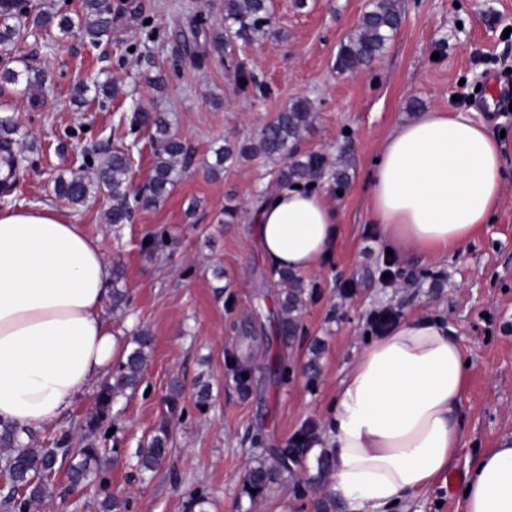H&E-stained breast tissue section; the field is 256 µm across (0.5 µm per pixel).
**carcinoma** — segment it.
<instances>
[{
    "label": "carcinoma",
    "instance_id": "obj_1",
    "mask_svg": "<svg viewBox=\"0 0 512 512\" xmlns=\"http://www.w3.org/2000/svg\"><path fill=\"white\" fill-rule=\"evenodd\" d=\"M116 23L117 17L107 0H81V13L75 18L58 10L37 9L31 0H0V48L7 49L15 44L29 28L47 27L57 28L64 37L75 32L81 40L97 47L111 38ZM400 23L397 0H371L370 9L364 12L356 30L341 44L336 68L342 73L354 74L368 67L384 52ZM271 26L268 0H224V22L213 26L205 16H199L190 28V36L184 38V44L190 55L200 62L217 61L233 68L240 91L247 94L261 89V85L249 71L248 62L236 53V48L268 37ZM0 84L17 87L35 109L44 104L49 91L46 73L25 62L17 67H1ZM89 94L100 107H108L112 99L111 81L77 80L72 89V100L83 104ZM315 118L307 99L293 100L262 129L256 141L239 146L226 141L217 146L213 151L214 162L205 164V169L216 176L226 164L234 165L242 159L262 155L281 161L275 171V182L281 189L318 185L327 177L332 178L336 186L343 187L348 181L346 171L329 168L327 159L321 154L303 155L298 151L303 133L311 128ZM120 121L127 125L128 135L145 127L150 129L153 168L148 183L133 187L129 178V154L121 149L110 151L95 143L85 147L83 152V157L91 158L84 162V166L92 170V175L73 172L67 177L61 173L54 179L56 196L72 205H82L91 197L105 194L112 201L109 219L113 224H125L136 210L163 202L194 164L191 151L174 133L168 113L158 109L144 110L135 103ZM15 134L13 119L0 117V160L7 167L6 178L0 181V187L6 193L13 188L14 172L24 161V156L15 149ZM277 275L278 283L283 287L280 331L291 338L298 331L299 319L311 292L295 273L283 269L277 271ZM131 344L132 348L124 349L112 366L111 376L99 387L95 409L85 420L88 436L83 445L67 448L68 437L62 435L54 441L55 447L42 448L23 442L14 427L0 428V449L7 451L3 458L9 484L5 506L12 512H34L48 496V485L58 472L61 460H69L67 475L71 485L97 479L101 458L93 436L109 422L117 398L138 387L151 349V337L140 331ZM170 443L169 427L163 422L147 446L138 452L140 469L145 472L158 470L170 452ZM294 462L296 455L286 448L270 459L259 456L245 474L244 487L260 492L276 476L290 472V464Z\"/></svg>",
    "mask_w": 512,
    "mask_h": 512
}]
</instances>
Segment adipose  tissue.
Here are the masks:
<instances>
[{
    "label": "adipose tissue",
    "mask_w": 512,
    "mask_h": 512,
    "mask_svg": "<svg viewBox=\"0 0 512 512\" xmlns=\"http://www.w3.org/2000/svg\"><path fill=\"white\" fill-rule=\"evenodd\" d=\"M503 150L460 112L397 126L371 172V223L396 250H461L500 205ZM255 222L274 268L310 273L336 251L340 213L322 189L278 190ZM110 286L101 238L47 206L0 210V423L51 425L108 373L121 347L105 318ZM465 363L447 327L421 316L364 348L324 443L345 512H386L451 469ZM465 484L464 512H512V444L482 455Z\"/></svg>",
    "instance_id": "obj_1"
}]
</instances>
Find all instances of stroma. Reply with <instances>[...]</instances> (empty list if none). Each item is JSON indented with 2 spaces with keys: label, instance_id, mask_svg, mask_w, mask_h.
<instances>
[{
  "label": "stroma",
  "instance_id": "35a3bbf8",
  "mask_svg": "<svg viewBox=\"0 0 512 512\" xmlns=\"http://www.w3.org/2000/svg\"><path fill=\"white\" fill-rule=\"evenodd\" d=\"M276 37L243 46L240 54L271 93H241L233 71L197 63L183 52V36L201 15L224 18V0H112L119 22L111 41L90 47L56 28L17 43L16 59L45 70L50 92L32 109L16 88H0V116L19 126L25 162L0 209L48 205L101 238L111 265L122 266L128 304L106 309L120 340L148 331L153 344L142 383L120 398L111 432L95 438L101 478L66 490L58 472L42 512H100L116 496L119 512H188V492L201 491L204 512H341L328 494L329 472L320 447L340 381L367 344L371 319L392 308L401 318L427 317L448 327L469 360L457 418L462 443L455 471L512 441V0H400L402 24L386 50L355 74L335 67L340 45L356 28L366 0H271ZM155 33L163 49L146 53ZM99 72L116 88L109 109L70 101L74 83ZM312 102L316 119L298 149L323 153L344 169V189L321 187L340 212L336 252L303 281L313 293L297 336L278 333L277 274L254 234L257 194L276 189L275 161L261 156L209 177L201 164L212 143L256 139L289 102ZM169 112L195 163L168 198L134 212L127 224L108 221L111 202L99 196L74 206L53 192L58 174L82 164L92 141L120 145L115 124L133 103ZM429 110L464 112L503 134L504 191L489 224L464 250L432 258L388 252L367 216L370 175L391 131ZM236 205L234 223L224 208ZM163 239L156 250L146 241ZM399 273L386 286L381 270ZM252 366L246 383L233 362ZM209 385L206 404L197 391ZM96 388L82 393L52 426L33 434L52 447L61 433L83 443L84 419ZM169 421L173 450L154 472H141L136 453L161 421ZM301 446L297 465L258 496L243 475L270 448ZM402 512H463L459 488L439 478L409 496Z\"/></svg>",
  "mask_w": 512,
  "mask_h": 512
}]
</instances>
